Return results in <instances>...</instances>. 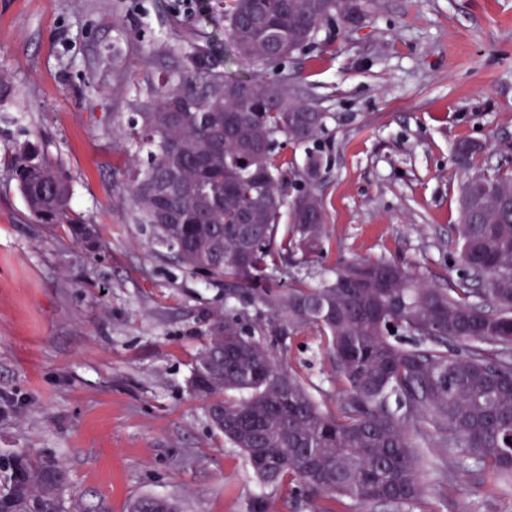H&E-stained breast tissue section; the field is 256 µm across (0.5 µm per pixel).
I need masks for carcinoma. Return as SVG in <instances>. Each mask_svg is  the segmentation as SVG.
I'll return each mask as SVG.
<instances>
[{
  "label": "carcinoma",
  "mask_w": 512,
  "mask_h": 512,
  "mask_svg": "<svg viewBox=\"0 0 512 512\" xmlns=\"http://www.w3.org/2000/svg\"><path fill=\"white\" fill-rule=\"evenodd\" d=\"M368 0H213L245 76L224 71L209 44L180 51L136 103L126 152L138 167L126 196L148 245L191 275L224 284V308L204 317L192 394L221 411L213 426L266 485L296 496L412 505L433 448H455L512 482V171L463 184L454 261L443 284L385 257H348L312 283L288 276L328 237L320 187L330 113L298 98V55L319 45L336 16H367ZM304 150L302 164L288 147ZM148 148L139 166L137 150ZM483 150L463 140L455 165ZM33 216L101 248L74 211L69 182L29 144L12 167ZM312 331L341 395L321 408L288 369L284 337ZM67 469L26 451L0 455V512H66ZM130 512H177L136 499Z\"/></svg>",
  "instance_id": "1"
}]
</instances>
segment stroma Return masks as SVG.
Segmentation results:
<instances>
[{"label":"stroma","mask_w":512,"mask_h":512,"mask_svg":"<svg viewBox=\"0 0 512 512\" xmlns=\"http://www.w3.org/2000/svg\"><path fill=\"white\" fill-rule=\"evenodd\" d=\"M205 0H0V454L61 461L76 512H129L144 494L182 512H311L263 486L212 427L189 389L202 316L224 289L148 247L122 195L132 171L117 128L148 77L189 44H215L231 74L222 15ZM298 56L302 98L332 113L321 193L324 251L302 266L319 281L340 256L395 260L418 276L456 277V142L483 143L476 168H512V0H373L357 27L323 29ZM38 143L97 225L104 248L31 217L9 162ZM286 360L336 408L338 387L313 332ZM446 451L428 455L425 492L403 508L351 500L335 512H512V485L472 461L442 484Z\"/></svg>","instance_id":"1"}]
</instances>
